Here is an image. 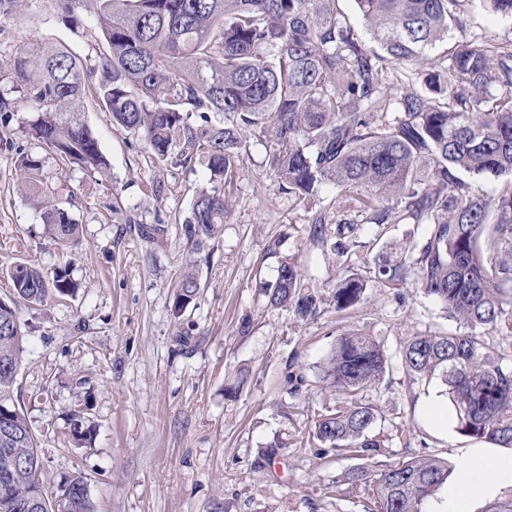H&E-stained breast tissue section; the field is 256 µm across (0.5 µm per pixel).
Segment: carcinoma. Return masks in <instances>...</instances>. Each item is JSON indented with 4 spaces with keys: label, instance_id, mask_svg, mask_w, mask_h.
Segmentation results:
<instances>
[{
    "label": "carcinoma",
    "instance_id": "cac0c4a2",
    "mask_svg": "<svg viewBox=\"0 0 512 512\" xmlns=\"http://www.w3.org/2000/svg\"><path fill=\"white\" fill-rule=\"evenodd\" d=\"M34 0H0L6 20ZM79 24L100 31L95 64L63 45L16 56L11 65L34 104L33 141L58 159L106 172L97 138L80 118L86 88L95 92L112 123L140 139L158 162L183 167L199 162V187L183 235L191 251L220 234L230 211L226 191L236 184L251 141L266 142L270 164L288 194L304 204L323 184L351 197L369 224L428 225L424 243L377 271L387 281L415 276L459 323L455 334L417 335L403 350L415 381L441 378L456 412L458 434L512 448V369L501 347H512V180L498 195L472 191L461 175L512 177V41L460 42L448 67L424 72L428 52L457 18L459 0H354L376 53L337 16V0H39ZM414 69L393 81L388 62ZM17 168L38 205L48 236L76 243L80 225L40 186L39 161L19 153ZM337 225L327 242L325 225ZM353 222L318 213L313 240L329 245L336 260L355 252ZM491 243L484 254L481 240ZM17 298L41 306L51 296H73L78 283L62 268L53 275L20 262L9 272ZM363 283L341 281L339 309L354 305ZM200 291L193 268L175 286L179 313ZM265 304L305 320L319 301L306 291L303 272L288 258L273 283L260 289ZM26 330L14 308L0 303V512H32L39 499L64 512H97L85 477L74 473L49 490L38 440L14 406L13 390ZM386 359L368 336L341 334L324 370L350 404L314 421L317 451L371 458L382 447L373 434L379 410L357 398L380 378ZM85 412L71 413V433L83 441ZM448 461L430 455L359 467L326 487L360 489L371 512H427L448 479Z\"/></svg>",
    "mask_w": 512,
    "mask_h": 512
}]
</instances>
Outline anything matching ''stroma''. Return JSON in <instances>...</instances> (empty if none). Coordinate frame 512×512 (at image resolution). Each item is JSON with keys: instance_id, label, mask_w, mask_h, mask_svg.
I'll use <instances>...</instances> for the list:
<instances>
[{"instance_id": "stroma-1", "label": "stroma", "mask_w": 512, "mask_h": 512, "mask_svg": "<svg viewBox=\"0 0 512 512\" xmlns=\"http://www.w3.org/2000/svg\"><path fill=\"white\" fill-rule=\"evenodd\" d=\"M455 12L462 25L430 51L434 69L447 66L458 41L512 40V21L483 0H462ZM49 42L91 63L99 39L93 28L39 6L0 21V62ZM0 89L11 101L10 121L0 123V299H11L6 269L20 261L47 273L67 268L81 285L76 296L36 309L15 303L27 342L14 403L32 426L51 482L82 472L98 512H367L363 492L325 493L364 459L316 454L308 438L314 414L346 404L323 374L338 335L349 331L371 336L387 357L380 379L359 394L381 414L376 462L448 460L467 445L423 417L424 399L446 393L441 379L413 380L402 364L410 336L453 333L458 323L414 277L387 282L374 264L379 254L423 242L424 225H356L360 258L338 263L310 239L309 227L315 212L350 210V200L326 185L299 205L281 192L266 145L252 143L224 233L198 255L200 298L178 313L173 284L187 256L181 228L203 168L158 164L113 126L91 92L81 119L98 138L110 174L66 164L30 138L31 102L11 69H0ZM22 151L41 161L43 184L71 189L62 206L81 226L78 243L62 247L45 234L40 208L18 187ZM157 222L164 236L143 240L139 226ZM288 256L321 300L303 321L264 306L259 296L260 281L273 280ZM347 276L360 278L364 292L340 309L333 294ZM291 369L305 378L295 395L285 382ZM84 395L94 433L78 446L68 433L69 413ZM276 440L281 446L269 467L261 451Z\"/></svg>"}]
</instances>
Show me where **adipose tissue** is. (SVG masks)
I'll return each instance as SVG.
<instances>
[{
	"label": "adipose tissue",
	"instance_id": "obj_1",
	"mask_svg": "<svg viewBox=\"0 0 512 512\" xmlns=\"http://www.w3.org/2000/svg\"><path fill=\"white\" fill-rule=\"evenodd\" d=\"M457 466L427 512H483L512 493V448L471 444L457 449Z\"/></svg>",
	"mask_w": 512,
	"mask_h": 512
}]
</instances>
